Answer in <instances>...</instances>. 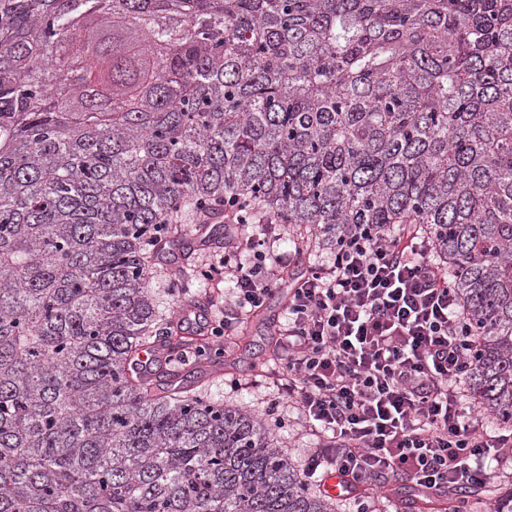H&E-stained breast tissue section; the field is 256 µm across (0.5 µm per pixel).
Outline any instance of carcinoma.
<instances>
[{
  "label": "carcinoma",
  "instance_id": "1",
  "mask_svg": "<svg viewBox=\"0 0 512 512\" xmlns=\"http://www.w3.org/2000/svg\"><path fill=\"white\" fill-rule=\"evenodd\" d=\"M231 195L307 250L421 225L512 428V0H0V512H336L261 417L131 370L155 256Z\"/></svg>",
  "mask_w": 512,
  "mask_h": 512
}]
</instances>
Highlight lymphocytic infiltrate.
I'll return each instance as SVG.
<instances>
[{
	"label": "lymphocytic infiltrate",
	"instance_id": "f902f5d3",
	"mask_svg": "<svg viewBox=\"0 0 512 512\" xmlns=\"http://www.w3.org/2000/svg\"><path fill=\"white\" fill-rule=\"evenodd\" d=\"M241 207L225 200L236 232L202 271L233 283L213 332L231 336L243 315L287 289L276 382L324 438L306 477L340 475L348 497L403 475L426 494L477 491L490 480L488 459L512 476V432L478 423L465 392L471 326L418 225H352L324 262L304 268L301 248L276 249L275 216L246 223Z\"/></svg>",
	"mask_w": 512,
	"mask_h": 512
}]
</instances>
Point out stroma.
I'll use <instances>...</instances> for the list:
<instances>
[{"label":"stroma","mask_w":512,"mask_h":512,"mask_svg":"<svg viewBox=\"0 0 512 512\" xmlns=\"http://www.w3.org/2000/svg\"><path fill=\"white\" fill-rule=\"evenodd\" d=\"M214 253L211 247L195 251L177 279L170 275L165 262H158L149 286L162 301L166 316L183 329L195 332L201 347L222 348V364L203 371L201 388L219 401L258 413L262 410L261 400L275 391L273 381L279 358L270 331L273 323L283 317L284 294L276 292L266 309L249 320L245 335L225 340L213 336L215 305L223 300L226 285L203 280L200 271ZM266 420L296 465H303L308 451L323 441L321 434L302 423L296 412L284 415L277 411L267 415Z\"/></svg>","instance_id":"1"}]
</instances>
